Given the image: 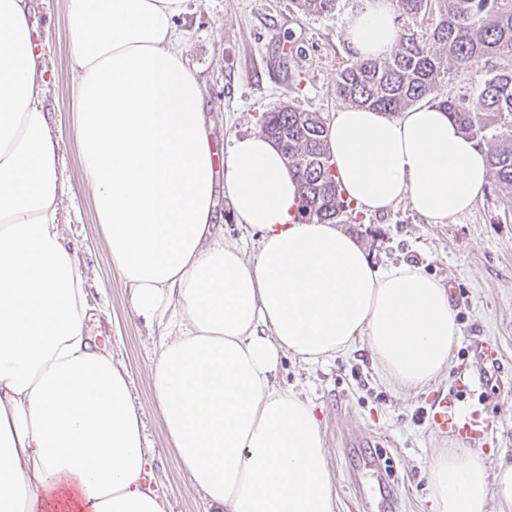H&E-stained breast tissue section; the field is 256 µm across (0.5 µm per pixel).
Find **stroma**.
Segmentation results:
<instances>
[{
	"mask_svg": "<svg viewBox=\"0 0 512 512\" xmlns=\"http://www.w3.org/2000/svg\"><path fill=\"white\" fill-rule=\"evenodd\" d=\"M357 4L339 0L334 13L306 15L292 0H187L177 26L185 56L203 83L213 144L224 150L232 139L259 132L263 113L285 105L326 119L342 108L335 78L356 59L344 35ZM32 8L47 81L43 106L57 143L59 222L86 280L87 327L132 382L150 445L147 484L165 495L170 512H207L201 492L177 461L156 405L150 369L160 330L135 314L112 264L71 131L66 0H32ZM486 70L482 60L467 70L451 69L439 80L436 98L473 96ZM215 202L225 241L254 255L258 236L233 215L225 183H217ZM340 228L375 265L410 262L448 286L460 329L454 365L447 378L398 394L381 378L361 340L354 350L321 365L283 356L277 381L316 406L333 476V512H383L377 479L363 467V457L371 453L382 458L395 483L399 512H429L433 461L442 449L465 443L432 427L431 397L455 393L458 375L474 370L471 344L478 336L500 343L504 365L512 373V196L486 188L470 211L444 224L422 217L404 199L379 215L353 212ZM462 404L497 423L483 447L489 470L512 462V377L501 389L476 385Z\"/></svg>",
	"mask_w": 512,
	"mask_h": 512,
	"instance_id": "1",
	"label": "stroma"
}]
</instances>
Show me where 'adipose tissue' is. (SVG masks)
<instances>
[{"label": "adipose tissue", "instance_id": "adipose-tissue-1", "mask_svg": "<svg viewBox=\"0 0 512 512\" xmlns=\"http://www.w3.org/2000/svg\"><path fill=\"white\" fill-rule=\"evenodd\" d=\"M185 0H67L74 139L112 262L162 329L153 387L179 465L223 512H333L314 404L275 381L281 356L326 362L366 339L390 384L428 385L459 337L447 288L375 267L356 240L297 217L298 180L264 135L235 139L225 183L255 256L215 222V148L180 47ZM30 0H0V512H168L126 374L87 328L84 280L58 223L57 154ZM364 59L400 39L392 0H359L345 29ZM328 147L347 198L401 199L433 223L471 209L487 151L446 110L333 112ZM431 512H512V463L440 453Z\"/></svg>", "mask_w": 512, "mask_h": 512}]
</instances>
